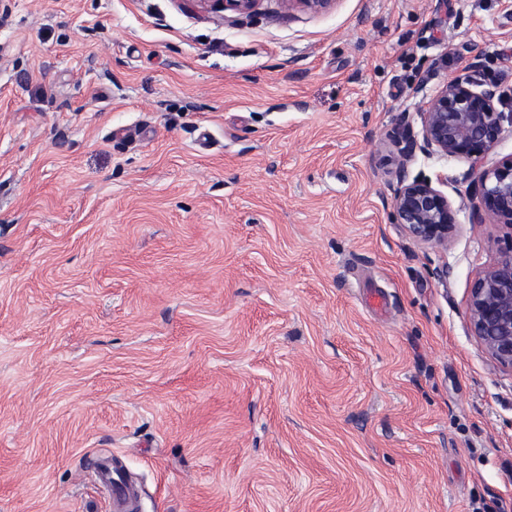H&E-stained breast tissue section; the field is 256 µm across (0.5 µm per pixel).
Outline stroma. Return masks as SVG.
Masks as SVG:
<instances>
[{
	"label": "stroma",
	"instance_id": "obj_1",
	"mask_svg": "<svg viewBox=\"0 0 512 512\" xmlns=\"http://www.w3.org/2000/svg\"><path fill=\"white\" fill-rule=\"evenodd\" d=\"M512 0H8L0 512H512V370L468 322L512 230L390 134L458 70L512 82ZM447 269V280L437 272ZM98 483L112 494L118 512H138V495L126 479L124 468L112 455L97 456L91 465Z\"/></svg>",
	"mask_w": 512,
	"mask_h": 512
}]
</instances>
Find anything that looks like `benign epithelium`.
<instances>
[{"instance_id": "obj_1", "label": "benign epithelium", "mask_w": 512, "mask_h": 512, "mask_svg": "<svg viewBox=\"0 0 512 512\" xmlns=\"http://www.w3.org/2000/svg\"><path fill=\"white\" fill-rule=\"evenodd\" d=\"M220 8L251 15L262 0H215ZM501 104L496 84L474 75L452 79L418 104L422 140L403 120L391 140L399 154L393 209L409 236L433 246H448L456 224V211L448 196L432 181L410 179L406 164L416 152L443 158H464L472 163L478 207L499 222L512 224V159L484 169L481 161L499 143L505 126L512 127V112ZM473 335L503 367L512 369V246L473 282L469 300Z\"/></svg>"}]
</instances>
